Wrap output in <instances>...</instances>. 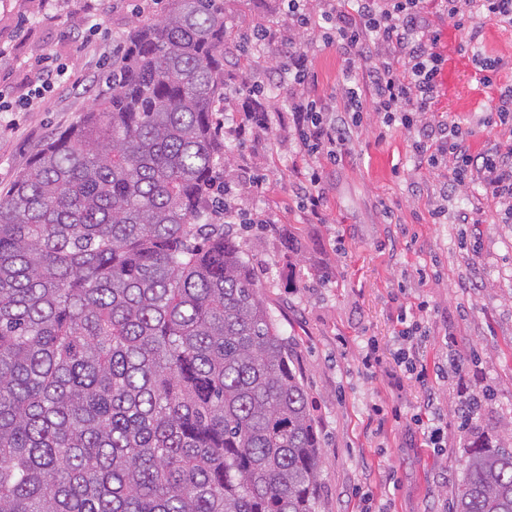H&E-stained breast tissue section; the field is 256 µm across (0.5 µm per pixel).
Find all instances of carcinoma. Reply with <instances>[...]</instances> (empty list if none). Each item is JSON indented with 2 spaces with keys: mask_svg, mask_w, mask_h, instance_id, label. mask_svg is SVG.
<instances>
[{
  "mask_svg": "<svg viewBox=\"0 0 512 512\" xmlns=\"http://www.w3.org/2000/svg\"><path fill=\"white\" fill-rule=\"evenodd\" d=\"M224 0H167L0 196V512H316L321 439L224 191ZM452 512H512V432Z\"/></svg>",
  "mask_w": 512,
  "mask_h": 512,
  "instance_id": "carcinoma-1",
  "label": "carcinoma"
}]
</instances>
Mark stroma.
<instances>
[{"instance_id": "obj_1", "label": "stroma", "mask_w": 512, "mask_h": 512, "mask_svg": "<svg viewBox=\"0 0 512 512\" xmlns=\"http://www.w3.org/2000/svg\"><path fill=\"white\" fill-rule=\"evenodd\" d=\"M88 18L82 0H0V99L27 97L38 69L66 71V83L33 100L22 112L0 114V194L32 161L37 149L75 125L104 93L100 78L112 49L134 28L157 22L160 0H99ZM281 0H224L228 43L224 96L216 110L224 144L221 178L238 194L247 223L232 225L241 257L280 333L291 366L304 385L322 440V480L317 512H448L466 460L478 436H502L512 423V223H501L479 188L448 199L435 216L448 181L447 165L416 166L408 131L390 129L378 139L376 112H366L351 136L350 155L324 163L321 219L301 206L294 186L307 169L292 126L252 130L253 85H267L285 42L305 45L308 34L290 29ZM424 24L444 64L429 119L468 128L473 151L511 135L482 119L501 90L512 86V27L477 18L461 30L440 0H427ZM266 29L258 54L240 50L243 32ZM501 64L484 73L476 58ZM361 76L341 49L314 51L309 89L328 109L339 108L344 90ZM263 191L244 192L251 181ZM478 213L464 224L461 211ZM418 321L428 337V367L455 352L460 372L435 386L448 424V445L426 447L415 424L425 386L390 359L401 317ZM380 366L366 369L368 344ZM490 393L477 418L462 426L455 413L462 396Z\"/></svg>"}]
</instances>
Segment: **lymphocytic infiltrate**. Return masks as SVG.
I'll return each mask as SVG.
<instances>
[{
  "label": "lymphocytic infiltrate",
  "instance_id": "f902f5d3",
  "mask_svg": "<svg viewBox=\"0 0 512 512\" xmlns=\"http://www.w3.org/2000/svg\"><path fill=\"white\" fill-rule=\"evenodd\" d=\"M321 14H313L309 0H282L289 24L312 33L314 42L348 49L350 62H364L355 86L347 88L343 114L330 118L327 111L303 89L309 72L307 51L292 49L281 72L290 86L287 115L264 112L260 128L271 129L287 118L298 135L302 155L311 173L299 186L302 204L320 218L322 196L318 189L323 161H342L352 128L363 121V95H371L382 124L412 133V152L422 164L433 167L448 162L452 178L449 191L466 183L480 186L494 203L500 218L512 223V138L500 140L474 153L468 132L455 121H432L425 114L435 93V77L443 63L433 41L419 24L422 0H322Z\"/></svg>",
  "mask_w": 512,
  "mask_h": 512
}]
</instances>
